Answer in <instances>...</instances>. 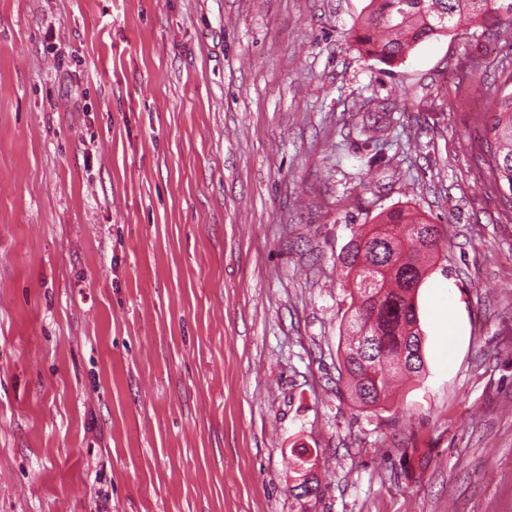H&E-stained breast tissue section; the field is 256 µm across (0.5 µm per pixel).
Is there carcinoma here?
I'll return each mask as SVG.
<instances>
[{
	"instance_id": "carcinoma-1",
	"label": "carcinoma",
	"mask_w": 512,
	"mask_h": 512,
	"mask_svg": "<svg viewBox=\"0 0 512 512\" xmlns=\"http://www.w3.org/2000/svg\"><path fill=\"white\" fill-rule=\"evenodd\" d=\"M371 10L354 36L358 51L385 65L402 62L418 44L448 33L463 18L482 20L489 14L512 22V0H370ZM504 89L485 108L479 148L495 185L507 186L503 204L512 210V72ZM430 220L403 208L381 215L407 237L361 225L337 260L352 281L349 325L355 329L343 351V369L353 399L361 409L378 407L389 396V373L417 376L424 370L421 330L416 309L418 290L427 269L421 254L434 250L439 227L421 236L416 227ZM295 498L318 497L315 461L299 452L295 458Z\"/></svg>"
}]
</instances>
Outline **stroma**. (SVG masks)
Wrapping results in <instances>:
<instances>
[{"label": "stroma", "mask_w": 512, "mask_h": 512, "mask_svg": "<svg viewBox=\"0 0 512 512\" xmlns=\"http://www.w3.org/2000/svg\"><path fill=\"white\" fill-rule=\"evenodd\" d=\"M369 3L0 0V512H512V212L477 147L512 24L388 68ZM394 207L450 243L424 376L361 412L336 258ZM305 451L296 452L295 458V473L297 476L295 477L294 485L291 487L290 491L293 493L296 491L294 495L297 499H304L308 497H318L321 491L320 489V479L314 474L312 477L310 475L315 470V461L310 460L309 458H305L306 449L302 448Z\"/></svg>", "instance_id": "stroma-1"}]
</instances>
